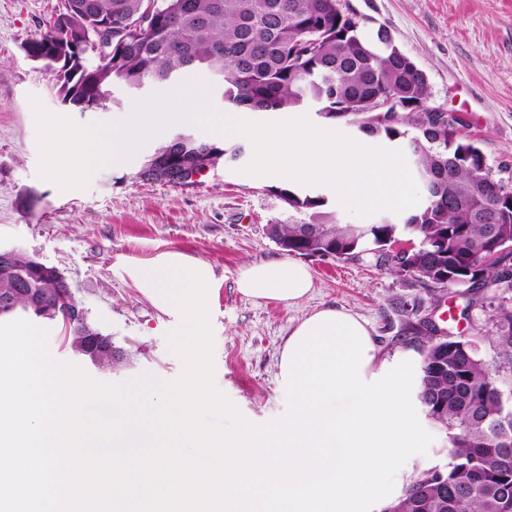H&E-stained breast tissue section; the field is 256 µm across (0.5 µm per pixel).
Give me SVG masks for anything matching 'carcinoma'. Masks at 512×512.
<instances>
[{"instance_id":"cac0c4a2","label":"carcinoma","mask_w":512,"mask_h":512,"mask_svg":"<svg viewBox=\"0 0 512 512\" xmlns=\"http://www.w3.org/2000/svg\"><path fill=\"white\" fill-rule=\"evenodd\" d=\"M102 21L112 24V51L76 53L53 66L59 94L86 108L115 80L168 83L186 69L224 67V98L250 112H276L307 102L322 118L354 127L376 142L413 143L419 176L428 185L422 204L403 224L384 221L361 232L336 222L326 201L286 185L277 195L298 218L271 224V238L291 255L356 259L371 254L391 272L441 288L458 271L477 267L471 287L509 281L512 261V190L495 179L479 148L460 132L450 114L438 123L430 112L425 73L381 26L374 37L364 20L341 11L340 0H63L49 31L29 39L30 57L47 46L62 51L60 35L78 41ZM390 100L399 111H365L370 99ZM240 146L169 141L156 148L138 176L172 187L190 184ZM418 241L409 254H393L398 236ZM32 288L37 307L16 298L17 311L62 324L78 349L97 327L69 321L58 304L69 284L59 271L14 252L0 261V292ZM504 289L497 308L496 344L512 366V298ZM419 401L448 430V462L414 478L390 512H502L512 498V399L496 373L462 340L433 342L420 365Z\"/></svg>"}]
</instances>
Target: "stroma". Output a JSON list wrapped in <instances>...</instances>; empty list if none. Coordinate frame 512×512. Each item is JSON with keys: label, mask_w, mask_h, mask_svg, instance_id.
Returning a JSON list of instances; mask_svg holds the SVG:
<instances>
[{"label": "stroma", "mask_w": 512, "mask_h": 512, "mask_svg": "<svg viewBox=\"0 0 512 512\" xmlns=\"http://www.w3.org/2000/svg\"><path fill=\"white\" fill-rule=\"evenodd\" d=\"M61 0H0V246L20 247L69 282L92 323L109 334L111 368L78 356L61 324L42 321L52 356L81 366L95 380L124 383L138 376L171 381L181 360L168 349L178 323L138 288L134 264L166 253L208 262L214 273L210 324L214 383L250 422L282 416L283 344L299 320L321 308L360 316L381 360L420 365L432 339L464 340L512 391V369L501 366L493 318L500 286L433 288L377 266L373 256L307 259L315 288L294 307L242 295L240 271L258 260L285 258L267 227L286 222L275 189L281 179L239 173L221 163L195 184L171 187L137 176L161 141L149 139L129 157L97 171L84 190L60 191L37 175L36 128L29 96L80 124L130 121L136 97L112 87L115 104L81 112L62 103L55 71L29 60L23 46L46 33ZM365 19L367 35L386 26L395 45L424 71L429 106L459 115L497 180L512 188V0H341ZM433 437L427 453L410 457L394 478L405 487L447 462V431L417 412Z\"/></svg>", "instance_id": "stroma-1"}]
</instances>
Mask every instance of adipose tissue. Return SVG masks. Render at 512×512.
I'll list each match as a JSON object with an SVG mask.
<instances>
[{
  "instance_id": "obj_1",
  "label": "adipose tissue",
  "mask_w": 512,
  "mask_h": 512,
  "mask_svg": "<svg viewBox=\"0 0 512 512\" xmlns=\"http://www.w3.org/2000/svg\"><path fill=\"white\" fill-rule=\"evenodd\" d=\"M236 285L246 297L274 300L291 307L311 294L313 279L304 264L282 259L248 265L240 273Z\"/></svg>"
}]
</instances>
